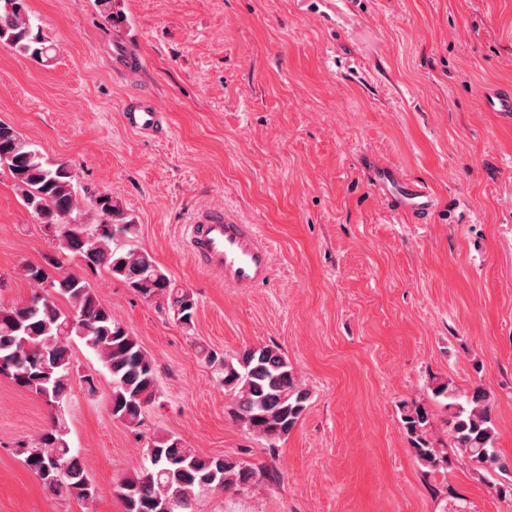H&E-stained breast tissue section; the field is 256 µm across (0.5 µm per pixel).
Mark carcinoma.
I'll list each match as a JSON object with an SVG mask.
<instances>
[{"mask_svg":"<svg viewBox=\"0 0 512 512\" xmlns=\"http://www.w3.org/2000/svg\"><path fill=\"white\" fill-rule=\"evenodd\" d=\"M0 46L38 63L51 59L50 38L33 21L28 0H0ZM7 166L13 187L40 224H53V252L45 265L26 264L21 275L33 285L31 296L0 304V376L41 398L54 409L51 424L35 444L23 448L25 465L54 496L91 503L96 496L84 463L72 453L68 427L60 408L66 402L73 374L72 343L79 340L98 357L112 380V418L134 430L158 394L152 357L112 312L99 301L84 271L107 269L141 298L167 311L183 328L194 327L193 295L166 275L143 249L122 247L116 234L137 231L133 217L108 194L92 204L98 215L90 224L78 202L75 174L65 162H52L12 125L0 121V167ZM78 260L80 269H71ZM196 353L232 396V416L246 430L276 447L308 410L311 393L298 380L288 358L269 345L246 347L235 355L199 344ZM445 400L452 442L437 448L428 436L426 407L406 406L402 427L417 464L426 471H445L453 454L461 453L484 471L507 472L497 449L493 397L484 386L462 393L449 382L432 388ZM262 473L234 456H208L186 447L168 433L154 437L145 462L124 479L120 495L126 512H190L205 492L243 491Z\"/></svg>","mask_w":512,"mask_h":512,"instance_id":"cac0c4a2","label":"carcinoma"}]
</instances>
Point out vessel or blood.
Here are the masks:
<instances>
[{
    "label": "vessel or blood",
    "mask_w": 512,
    "mask_h": 512,
    "mask_svg": "<svg viewBox=\"0 0 512 512\" xmlns=\"http://www.w3.org/2000/svg\"><path fill=\"white\" fill-rule=\"evenodd\" d=\"M123 117L125 126L134 132H156L163 127L162 114L151 103L129 102ZM373 175L378 185L387 187L411 209L427 206L428 198L418 184L397 179L387 168L375 169ZM187 246L201 269L220 276L225 287L235 291H249L272 275L271 249L257 225L244 223L226 205H210L196 213Z\"/></svg>",
    "instance_id": "vessel-or-blood-1"
}]
</instances>
